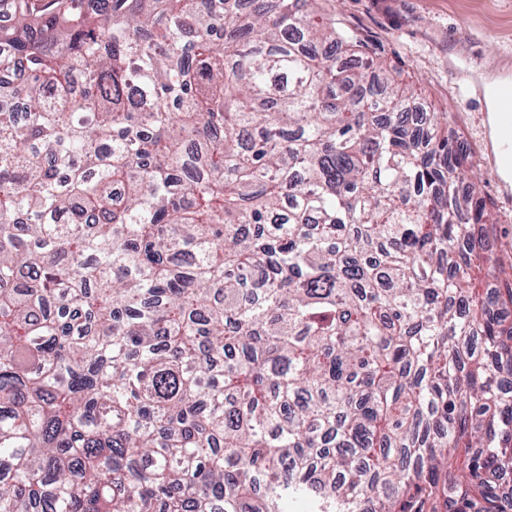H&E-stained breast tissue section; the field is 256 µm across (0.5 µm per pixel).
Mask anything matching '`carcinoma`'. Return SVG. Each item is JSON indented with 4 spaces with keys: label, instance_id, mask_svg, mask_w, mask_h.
Returning a JSON list of instances; mask_svg holds the SVG:
<instances>
[{
    "label": "carcinoma",
    "instance_id": "obj_1",
    "mask_svg": "<svg viewBox=\"0 0 512 512\" xmlns=\"http://www.w3.org/2000/svg\"><path fill=\"white\" fill-rule=\"evenodd\" d=\"M323 2L10 0L0 512H503L471 148Z\"/></svg>",
    "mask_w": 512,
    "mask_h": 512
}]
</instances>
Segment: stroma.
<instances>
[{
	"instance_id": "35a3bbf8",
	"label": "stroma",
	"mask_w": 512,
	"mask_h": 512,
	"mask_svg": "<svg viewBox=\"0 0 512 512\" xmlns=\"http://www.w3.org/2000/svg\"><path fill=\"white\" fill-rule=\"evenodd\" d=\"M341 25L360 32L367 54L450 113L451 128L472 150V171L490 210L493 255L512 257V201L495 181L486 138V106L462 104L477 82L512 77V0H336Z\"/></svg>"
}]
</instances>
